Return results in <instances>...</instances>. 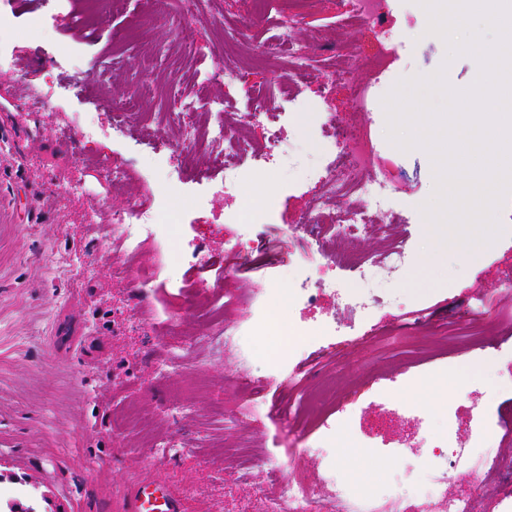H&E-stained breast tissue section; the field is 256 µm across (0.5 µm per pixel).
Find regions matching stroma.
Segmentation results:
<instances>
[{"instance_id": "35a3bbf8", "label": "stroma", "mask_w": 512, "mask_h": 512, "mask_svg": "<svg viewBox=\"0 0 512 512\" xmlns=\"http://www.w3.org/2000/svg\"><path fill=\"white\" fill-rule=\"evenodd\" d=\"M340 12V0H314L302 15L288 0H212L183 25L161 0H11L16 64L0 71V512L15 504L124 512L126 490L140 479L177 491L183 512H266L281 480L319 483L337 469L380 484L403 467L393 450L406 438L373 437L377 420L411 406L436 432L444 407L468 421L476 390L499 469L482 480L454 472L448 490L476 496L487 512H512V200L499 213L504 233L489 246L442 242L421 214L434 190L431 159L387 140L381 98L399 79L442 66L454 88H467L476 61L445 63L446 45L428 33L416 0H386V26L402 49L371 107L408 265L386 275L385 291L362 290V312L324 291L281 300L321 249L384 251L370 232L324 246L296 229L316 193L306 172L323 151L322 132L349 116L348 85L325 91L303 82L290 103L279 94L287 59L250 64L285 28L310 46L313 69L349 46L377 51L379 32L342 27ZM37 17L45 25L34 31ZM228 46L243 76L213 81ZM74 65L87 74L76 94L65 89ZM46 85L55 94L32 106V88ZM259 94L287 130L273 168L258 169L230 143L206 144L192 161L196 178L179 185L202 207L179 209L152 238L113 235L112 216L128 196L153 197L172 179L152 142L176 138L180 102L193 103L197 121L260 144L263 130L248 122ZM116 108L126 112L121 135L106 131ZM219 154L241 177L223 196L209 190L224 178ZM112 165L124 168L123 181L104 179ZM266 200L267 223L240 239L231 215ZM233 246L245 268L224 267ZM201 255L209 265L197 266ZM228 293L237 301L230 323L243 337L223 351L204 333ZM266 309L280 326L310 331L276 361L277 337L258 331ZM481 309L489 322L480 348L448 335L449 323ZM463 377L470 388L454 387ZM338 431L335 456L314 453ZM368 439L377 450L360 457L357 444ZM272 459L279 472L269 470Z\"/></svg>"}]
</instances>
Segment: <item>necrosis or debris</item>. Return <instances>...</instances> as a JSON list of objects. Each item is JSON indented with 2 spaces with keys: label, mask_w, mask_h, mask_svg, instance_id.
I'll use <instances>...</instances> for the list:
<instances>
[{
  "label": "necrosis or debris",
  "mask_w": 512,
  "mask_h": 512,
  "mask_svg": "<svg viewBox=\"0 0 512 512\" xmlns=\"http://www.w3.org/2000/svg\"><path fill=\"white\" fill-rule=\"evenodd\" d=\"M342 5L343 25L381 27V46L371 55L350 50L344 55L343 65L315 74V81L323 87L338 80L350 82L352 73L362 68L382 74L393 57V36L381 26L384 0H342ZM371 96V84H352L350 107L360 113V122L350 127L339 122L329 128L331 148L325 161L309 173L319 193L304 217L308 232H319L326 225L344 235L369 230L383 234L392 223L391 189L377 173L375 129L367 115ZM167 215L164 197L129 198L115 217L112 231L125 238L151 237L157 225L166 223ZM348 263L355 273L353 283L327 279L319 272L308 274L295 281L290 291L292 299L309 298L311 289L318 287L328 289L342 303L360 305L359 292L372 285L376 264L359 253L351 254ZM441 414L445 433L438 438L426 433L416 435L409 446L426 467L416 497L406 498L396 486L378 493L337 473L318 487L298 479L284 480L268 512H475L474 499L449 494L448 480L455 469L483 475L490 461L487 449L491 439L482 429V415H473L463 431L455 411L445 408Z\"/></svg>",
  "instance_id": "necrosis-or-debris-1"
}]
</instances>
